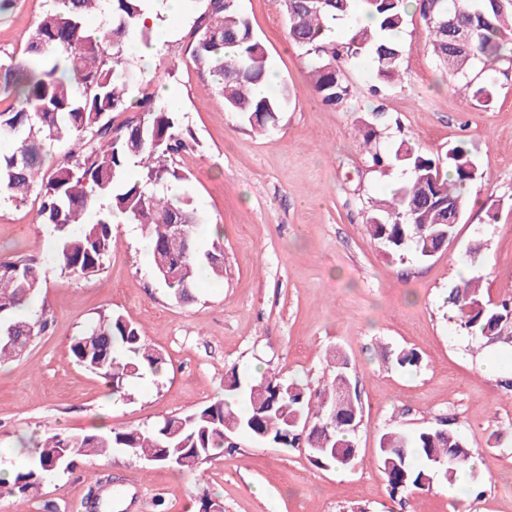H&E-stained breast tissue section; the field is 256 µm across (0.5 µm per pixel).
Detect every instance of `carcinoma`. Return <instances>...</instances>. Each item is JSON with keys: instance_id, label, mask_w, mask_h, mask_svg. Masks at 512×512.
<instances>
[{"instance_id": "obj_1", "label": "carcinoma", "mask_w": 512, "mask_h": 512, "mask_svg": "<svg viewBox=\"0 0 512 512\" xmlns=\"http://www.w3.org/2000/svg\"><path fill=\"white\" fill-rule=\"evenodd\" d=\"M412 1L427 26L436 62L473 98L492 102L494 75L512 69V0H324L316 8L306 7L305 0H283L288 39L309 56L312 90L322 103L336 107L348 99L351 88L344 69L357 61L369 62L380 83L403 82V49L397 35ZM50 2L22 55L0 60V89L12 97L0 110V140L12 144L9 153H0V200L20 203L40 191L38 217L51 228L55 241L51 260L70 276L100 270L117 244L112 224L141 225L152 242L156 278L173 299L191 302L201 272L223 281L224 247L215 239H198L196 228L203 218L187 190L170 199L154 193L158 186L187 181L174 163L191 148L180 112L143 91L135 104L138 113L116 127L109 119L114 112L129 110L128 80L116 66L132 34L148 37L151 27L145 16L162 19L160 0ZM95 7L105 24L91 29L85 20ZM358 11L376 19V25L353 26L341 43L325 38V31ZM192 37L190 59L213 77L224 111L268 131L276 114L286 108L291 91L283 85L266 96L254 93V86L269 75L268 53L238 4L207 0ZM477 62L483 64L484 74L478 81L470 78ZM385 122L384 113H371L363 144L369 147L372 165L399 164L409 171V179L391 199L374 206L367 229L392 259L427 260L456 237L457 225L446 222L447 211L453 206L465 210L466 191L482 179V172L464 144L448 149L445 167L408 140L389 154L381 152L379 128ZM58 142L89 146L66 152L52 169L42 171L43 155ZM134 159L144 164L143 175L127 182L122 174ZM93 208L96 221L89 224L84 216ZM178 224L186 225L189 237L176 231ZM42 288L36 266L0 257V362L21 356L43 333L45 320L18 315ZM448 303L461 329L487 343H512V298H485L481 276L461 279ZM70 351L79 366L103 378L119 396L131 380L146 374L158 378L168 370L163 353L136 325L114 312L74 338ZM392 361L412 370L421 357L413 349H401ZM328 367L319 389L270 367L244 382L233 367L224 375L223 397L149 429L109 427L74 434L50 427L35 446L21 443L29 462L15 472L4 493L18 505L25 503L38 495L46 476L112 451L200 479L204 465L224 449L236 447L243 435L280 448H304L316 468L345 470V458L356 447L363 402L341 351ZM377 451L393 498L422 491L435 480L452 486L473 459L459 431L433 427L384 432Z\"/></svg>"}]
</instances>
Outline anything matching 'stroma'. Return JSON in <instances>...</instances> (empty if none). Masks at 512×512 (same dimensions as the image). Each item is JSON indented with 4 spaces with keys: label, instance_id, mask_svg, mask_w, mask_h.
Returning a JSON list of instances; mask_svg holds the SVG:
<instances>
[{
    "label": "stroma",
    "instance_id": "stroma-1",
    "mask_svg": "<svg viewBox=\"0 0 512 512\" xmlns=\"http://www.w3.org/2000/svg\"><path fill=\"white\" fill-rule=\"evenodd\" d=\"M48 0H15L0 15V58L21 52ZM265 45L276 83L292 92L267 133L235 113L206 71L190 60L194 20L203 0H185L152 32L153 63L130 46L123 71L156 80L180 98L191 144L176 159L203 218L201 240L224 243V280L196 283V300L172 299L153 274L140 225L117 224V245L101 270L84 278L50 261L53 241L38 218L39 201H0V256L26 259L44 278L49 326L24 355L0 364V468L15 471L21 441L47 427L84 433L108 416L113 427L147 429L224 393V375L247 376L252 363L317 387L326 362L343 352L361 393L357 466L318 469L303 448H278L240 437L234 452L206 464L197 481L115 452L45 478L27 512H87L103 475L122 495L113 512H196L200 498L223 512H512V346L484 345L460 332L448 294L462 276L481 275L492 301L512 295V76L500 78L491 103L459 92L430 53L429 34L410 13L400 35L403 84L371 95L367 64L346 68L352 88L338 108L310 87L309 58L289 43L280 0H238ZM387 113L382 148L417 142L433 158L467 143L483 171L456 237L427 261H395L366 229L377 200L407 179L405 168L371 166L359 122ZM470 265L458 258L473 241ZM122 314L169 363L161 378L132 380L113 398L95 374L76 364L72 340L100 315ZM415 350L413 371L390 361ZM495 358L496 375L482 363ZM408 431L462 432L478 460L479 491L459 495L442 485L395 501L378 462V438L393 425Z\"/></svg>",
    "mask_w": 512,
    "mask_h": 512
}]
</instances>
